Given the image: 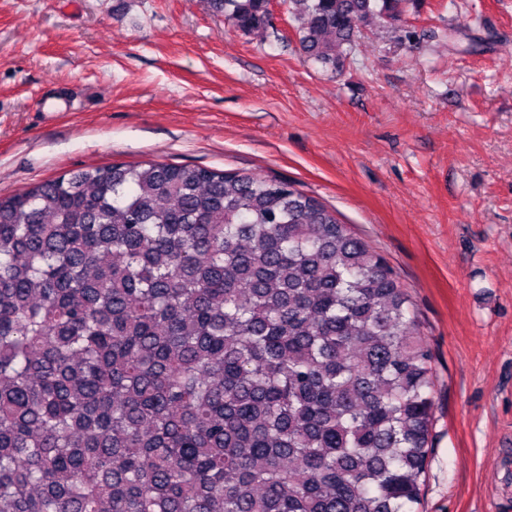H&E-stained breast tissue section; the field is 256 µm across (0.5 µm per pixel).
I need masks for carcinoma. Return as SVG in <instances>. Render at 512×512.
Returning a JSON list of instances; mask_svg holds the SVG:
<instances>
[{
    "label": "carcinoma",
    "instance_id": "carcinoma-1",
    "mask_svg": "<svg viewBox=\"0 0 512 512\" xmlns=\"http://www.w3.org/2000/svg\"><path fill=\"white\" fill-rule=\"evenodd\" d=\"M406 2L282 0L334 71ZM433 388L396 272L290 182L145 161L0 196V512H414Z\"/></svg>",
    "mask_w": 512,
    "mask_h": 512
}]
</instances>
